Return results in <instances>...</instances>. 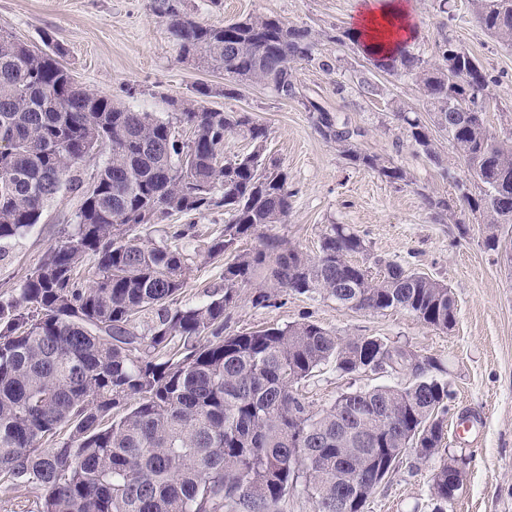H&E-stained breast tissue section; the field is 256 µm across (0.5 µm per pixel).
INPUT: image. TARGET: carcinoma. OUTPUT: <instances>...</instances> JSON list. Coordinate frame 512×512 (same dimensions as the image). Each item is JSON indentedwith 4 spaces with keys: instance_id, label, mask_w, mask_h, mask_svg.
Masks as SVG:
<instances>
[{
    "instance_id": "carcinoma-1",
    "label": "carcinoma",
    "mask_w": 512,
    "mask_h": 512,
    "mask_svg": "<svg viewBox=\"0 0 512 512\" xmlns=\"http://www.w3.org/2000/svg\"><path fill=\"white\" fill-rule=\"evenodd\" d=\"M482 28L512 46V0H470ZM186 61L220 71L236 85L262 84L314 113L320 134L351 164L390 183L410 173L364 151L350 128L306 98L297 64L319 62V39L276 16L204 25L185 0H149ZM349 40L373 68L421 86L427 116L396 112L417 152L443 162L435 133L448 137L465 176L448 172L447 198L428 206L482 224L495 251L512 224V115L499 136L487 121L500 111L482 63L456 40L426 65L410 49ZM38 48L0 32V244L40 223L63 193L81 204L74 229L49 247L17 296L0 299V479L41 491L31 512H282L303 483L313 512H364L368 494L413 452L440 454L447 435L448 383L435 360L402 387L356 389L313 411L300 391L316 369L375 372L407 352L371 336H340L312 321L224 334V318L263 272L271 293L324 294L354 310L405 309L428 326L456 322L448 286L373 256L360 234L331 224L309 256L264 233L291 210L288 173L268 157L267 130L246 112L204 104L211 89L170 100L166 120L80 86L62 66L51 34ZM243 133L253 149L224 160V137ZM93 180L84 166L102 151ZM222 208L229 219L207 257H224V294L170 307L186 288L184 255L146 243L134 229L172 212ZM248 238L251 251L240 250ZM363 255L356 261L354 256ZM96 257L86 283L77 269ZM155 319L139 330L141 315ZM467 459L447 455L432 476V512H449ZM453 475L455 483L448 482Z\"/></svg>"
}]
</instances>
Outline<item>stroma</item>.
Wrapping results in <instances>:
<instances>
[{"label": "stroma", "instance_id": "1", "mask_svg": "<svg viewBox=\"0 0 512 512\" xmlns=\"http://www.w3.org/2000/svg\"><path fill=\"white\" fill-rule=\"evenodd\" d=\"M417 34L411 49L432 62L444 36L471 51L493 79L500 106L512 108V47L491 37L475 19L469 0H409ZM360 0H187L192 17L216 24L246 16L274 15L289 25L322 34L321 65L302 64L296 78L304 93L350 125L361 127L360 146L406 168L412 185L392 184L370 169L349 164L315 129L303 107L278 99L268 88L244 85L224 94L223 73L180 60L165 22L148 0H0V31L38 42L49 31L63 49L62 61L76 82L133 109L167 117L169 99L209 85V107L249 113L267 129L266 149L288 173L293 194L285 223L269 234L315 253L331 224H346L365 240L371 254L425 274L451 289L457 308L453 328L425 325L408 311H355L320 294L278 296L269 307L254 305L244 288L224 321L225 333L309 319L342 336H374L407 346L437 361L448 383L447 420L453 431L447 448L469 457L467 475L452 512H512V262L488 250L480 225L457 224L438 214L427 197L447 196L448 174L460 165L447 137H440L442 165H435L407 139L395 112L422 108L416 83L406 77L374 73L377 94L357 84L368 64L351 43L329 36L354 27ZM80 199L55 202L40 224L0 252V299L17 294L47 249L73 229ZM187 216L172 214L138 227L144 241L175 243L191 267L181 306L208 301L224 285V260L205 259L211 239L224 227L223 210L196 216L193 236L171 234ZM397 373L344 374L325 365L302 386L313 409L326 408L341 394L375 385L402 386ZM438 459L407 454L368 500L365 512H431V478Z\"/></svg>", "mask_w": 512, "mask_h": 512}]
</instances>
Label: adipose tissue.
<instances>
[{"instance_id":"1","label":"adipose tissue","mask_w":512,"mask_h":512,"mask_svg":"<svg viewBox=\"0 0 512 512\" xmlns=\"http://www.w3.org/2000/svg\"><path fill=\"white\" fill-rule=\"evenodd\" d=\"M407 17L405 0H363L358 22L367 44L391 49L409 35Z\"/></svg>"}]
</instances>
